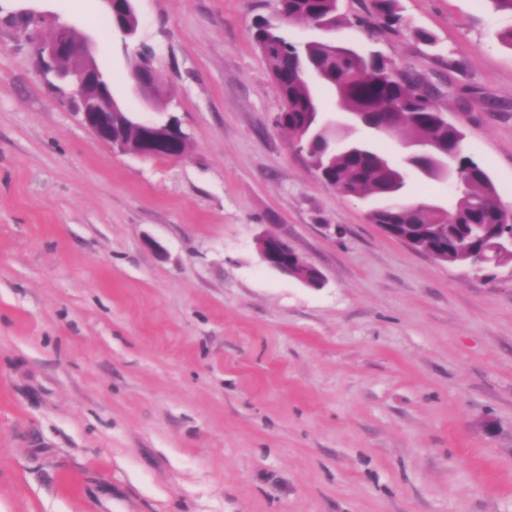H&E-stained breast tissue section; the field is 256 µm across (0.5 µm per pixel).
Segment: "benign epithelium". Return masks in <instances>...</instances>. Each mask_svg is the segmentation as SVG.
Returning a JSON list of instances; mask_svg holds the SVG:
<instances>
[{
  "instance_id": "obj_1",
  "label": "benign epithelium",
  "mask_w": 512,
  "mask_h": 512,
  "mask_svg": "<svg viewBox=\"0 0 512 512\" xmlns=\"http://www.w3.org/2000/svg\"><path fill=\"white\" fill-rule=\"evenodd\" d=\"M38 53L44 66L52 70L59 81L73 88L75 100L79 101L78 114L82 124L112 151L159 160H174L184 155L188 140L173 116L165 122L137 121L138 138L134 142L113 134L114 117L122 114V108L105 91L106 80L95 61L97 43L92 37H76L70 25L57 23L51 39L38 46ZM138 56L143 60V67L132 79L133 88L149 109L164 112L171 100V91L157 81L149 80V76L155 73L153 51L143 45ZM412 146L415 150L403 158V164H409L411 158L417 155L436 157L440 160L442 174L448 179L450 189H455L457 175L455 169L448 167V146L433 137L418 139ZM281 241L283 238L278 237L270 247L260 251L262 262L282 272L288 271L290 258L305 262L293 250L283 253Z\"/></svg>"
}]
</instances>
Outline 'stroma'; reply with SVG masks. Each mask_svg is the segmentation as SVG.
<instances>
[{
	"label": "stroma",
	"mask_w": 512,
	"mask_h": 512,
	"mask_svg": "<svg viewBox=\"0 0 512 512\" xmlns=\"http://www.w3.org/2000/svg\"><path fill=\"white\" fill-rule=\"evenodd\" d=\"M135 5L177 160L112 153L42 70L27 9L150 117L103 0H0V512H512V265L414 252L319 177L252 40L277 0ZM399 5L336 42L450 81L512 207V16ZM282 233L323 287L262 263Z\"/></svg>",
	"instance_id": "stroma-1"
}]
</instances>
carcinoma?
Returning <instances> with one entry per match:
<instances>
[{"mask_svg": "<svg viewBox=\"0 0 512 512\" xmlns=\"http://www.w3.org/2000/svg\"><path fill=\"white\" fill-rule=\"evenodd\" d=\"M283 20L325 25L333 30L356 28L369 38L397 32L405 26L398 0H369L358 13L340 10L337 0H280ZM253 39L266 60L280 96L288 104L279 127L300 143L313 165L323 169L325 179L343 195L353 198L377 196L385 203L368 214L373 224H397L401 231H427L434 248L448 253V264L463 268L481 265L480 256L496 246L502 249L497 262L509 261L508 208L498 199L485 168L465 151L448 157L458 171L455 201L448 207L399 200L406 177L391 167L387 156L362 141L349 140L346 147L333 144L334 131L318 120L320 105L316 88L334 91L340 108L351 114L371 115L370 130L393 123L396 133L414 139L426 131L461 143V127L442 115L443 109L430 97L419 71L401 69L392 60L371 51L363 56L341 57L331 40L293 43L280 27L266 19L255 25ZM317 72V82L304 76L305 68Z\"/></svg>", "mask_w": 512, "mask_h": 512, "instance_id": "1", "label": "carcinoma"}]
</instances>
